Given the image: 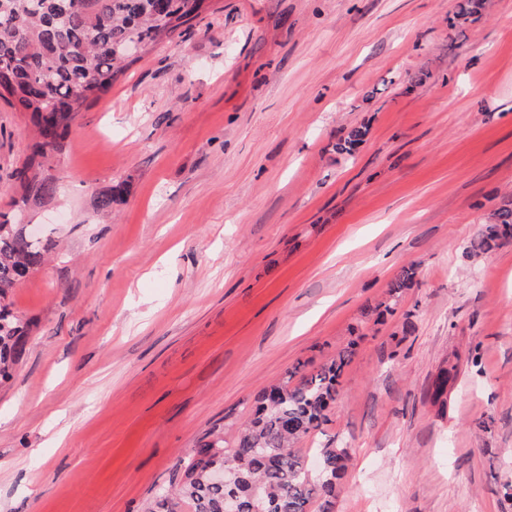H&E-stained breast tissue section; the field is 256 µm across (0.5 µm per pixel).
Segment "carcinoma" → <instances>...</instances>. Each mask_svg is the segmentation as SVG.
Instances as JSON below:
<instances>
[{"label": "carcinoma", "instance_id": "carcinoma-1", "mask_svg": "<svg viewBox=\"0 0 512 512\" xmlns=\"http://www.w3.org/2000/svg\"><path fill=\"white\" fill-rule=\"evenodd\" d=\"M205 0H0V100L16 112L30 114L36 140L14 178L21 202L51 198L56 181L50 173L53 154L78 127L84 106L111 88L128 56L124 48L172 40L203 10ZM482 0H461L455 19H478ZM365 132L354 128L337 144L350 154ZM123 188L98 195L100 211L112 213ZM0 210V378L12 375L25 354L29 325L11 309L9 296L45 260L50 242L27 237L13 207ZM512 240V203L496 209L466 248L476 256ZM415 285V270L405 267L389 283L380 303L394 312L400 295ZM350 342L317 369L289 372L282 383L263 389L255 411L225 447L224 430L214 429L193 455L178 461L176 477L150 502L147 512H224V495L245 505L257 495L262 512H332L337 481L348 459L343 448H298L305 436L328 422L339 379L354 353ZM218 468L231 472L232 483L213 479Z\"/></svg>", "mask_w": 512, "mask_h": 512}]
</instances>
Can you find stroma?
Returning a JSON list of instances; mask_svg holds the SVG:
<instances>
[{
	"instance_id": "1",
	"label": "stroma",
	"mask_w": 512,
	"mask_h": 512,
	"mask_svg": "<svg viewBox=\"0 0 512 512\" xmlns=\"http://www.w3.org/2000/svg\"><path fill=\"white\" fill-rule=\"evenodd\" d=\"M456 3L206 0L81 112L57 194L22 212L54 248L11 297L31 327L0 385V512H143L353 338L303 442L349 451L334 512H512V241L465 253L512 200V0ZM30 132L0 103V209ZM415 285V270L413 267H404L401 272L389 283L387 289V298L380 303L387 313H393L400 295L413 288Z\"/></svg>"
}]
</instances>
